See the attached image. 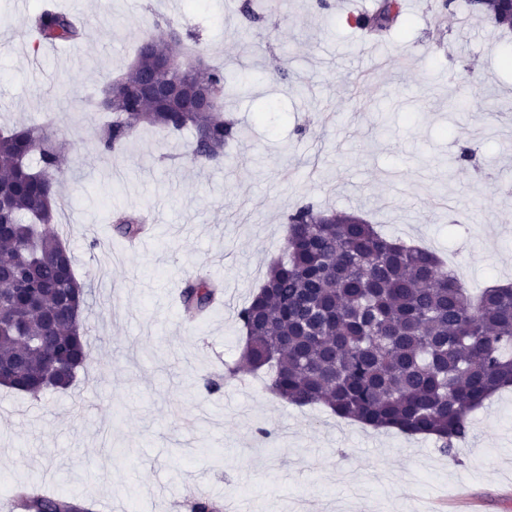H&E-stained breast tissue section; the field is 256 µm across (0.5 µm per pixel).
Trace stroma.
<instances>
[{"label": "stroma", "instance_id": "stroma-1", "mask_svg": "<svg viewBox=\"0 0 512 512\" xmlns=\"http://www.w3.org/2000/svg\"><path fill=\"white\" fill-rule=\"evenodd\" d=\"M39 2L0 0V130L49 116L66 144L53 229L85 285L89 357L66 390L0 387V498L40 477L114 512H191L197 486L237 512H298L303 493L314 512H426L459 497L512 512V389L474 412L451 461L431 439L292 405L263 375L222 379L244 345L236 312L305 201L453 258L465 287L512 283V35L442 0H401L383 40L352 21L377 0H288L260 28L234 0H56L89 22L77 52L28 41ZM157 22L252 77L225 100L246 134L221 164H192L186 132L98 147L90 100ZM279 63L290 86L267 76ZM116 209L156 219L136 253L107 221ZM200 270L224 302L189 325L176 297Z\"/></svg>", "mask_w": 512, "mask_h": 512}]
</instances>
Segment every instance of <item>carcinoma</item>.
<instances>
[{
	"label": "carcinoma",
	"mask_w": 512,
	"mask_h": 512,
	"mask_svg": "<svg viewBox=\"0 0 512 512\" xmlns=\"http://www.w3.org/2000/svg\"><path fill=\"white\" fill-rule=\"evenodd\" d=\"M464 7L512 30V17L496 0ZM238 11L252 25L264 22L261 0H242ZM402 16L398 0H379L374 14L355 19L366 36L390 30ZM40 43L79 40L75 17L43 4L30 25ZM156 22L144 32L131 72L114 81L126 87L150 76L162 55L187 56L191 31L176 40ZM250 80L209 66L195 82L218 94L216 107L178 120L154 100L107 91L97 106L111 114L98 139L117 154L143 126L192 132L185 154L201 166L217 164L244 134L224 119V95ZM63 145L53 123L0 132V259L13 291L0 296V386L35 394L46 374L65 390L89 356L83 313L84 286L70 251L52 225L60 206L57 174ZM110 223L125 240L142 233L140 212H116ZM283 255L236 318L246 340L242 359L250 371H269L268 390L297 406L322 405L341 419L407 436H431L450 456L471 429V414L499 390L512 386V286L473 295L432 252L381 235L351 213L311 203L285 215ZM219 284L203 272L180 291L184 317L196 321L219 300ZM23 512H86L66 493L36 494L18 485Z\"/></svg>",
	"instance_id": "obj_1"
}]
</instances>
